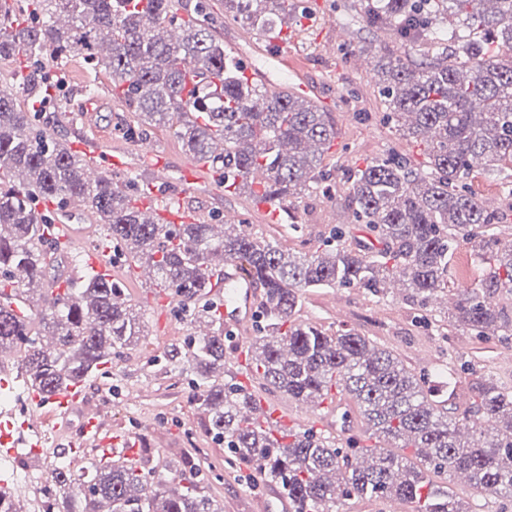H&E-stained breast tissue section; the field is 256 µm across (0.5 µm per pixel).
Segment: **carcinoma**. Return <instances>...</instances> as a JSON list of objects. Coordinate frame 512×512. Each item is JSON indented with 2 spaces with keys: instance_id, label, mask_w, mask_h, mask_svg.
Returning <instances> with one entry per match:
<instances>
[{
  "instance_id": "cac0c4a2",
  "label": "carcinoma",
  "mask_w": 512,
  "mask_h": 512,
  "mask_svg": "<svg viewBox=\"0 0 512 512\" xmlns=\"http://www.w3.org/2000/svg\"><path fill=\"white\" fill-rule=\"evenodd\" d=\"M258 31L297 17L299 0H231ZM199 2L184 19L171 0H28L0 10V59H24L12 91L0 92V355L16 357L23 385L50 397L112 365L143 336L124 288L40 248L46 219L36 202L87 205L123 257L148 263L155 287L176 298L186 322L211 323L169 365L189 367L205 427L239 463L278 483L293 512H338L351 497L399 498L413 512H470L449 479L465 472L485 494L512 499V390L488 377L472 410L459 417L393 351L351 328L328 334L298 316L313 288L385 294L395 280L403 300L434 307L448 288L462 243L489 265L478 288H463L454 325L481 337L512 336L503 306L512 299V236L499 212L468 187L476 171L512 164V0H370L365 22L393 31L402 45L436 46L420 58L382 56L379 93L399 137L424 146L423 165L404 157L369 161L349 176L354 220L370 237L336 230L313 252L284 249L252 233L215 238L208 224H157L139 209L138 177L84 176L82 155L17 104L37 102L49 63L79 57L106 71L138 131L163 126L185 152L223 171L224 187L281 201L329 178L322 169L336 139L328 113L291 92L268 94L244 75L224 42L210 34ZM183 29L176 43L161 32ZM267 179L253 186L249 175ZM236 261L263 288L264 325L252 338L253 371L264 391L320 406L336 389L373 444L343 448L312 432L262 426L246 414L257 394L224 380V323L203 301L217 263ZM193 464L164 474L143 456L97 460L77 472L61 463L40 512H222Z\"/></svg>"
}]
</instances>
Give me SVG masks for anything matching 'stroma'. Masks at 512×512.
Masks as SVG:
<instances>
[{"instance_id":"1","label":"stroma","mask_w":512,"mask_h":512,"mask_svg":"<svg viewBox=\"0 0 512 512\" xmlns=\"http://www.w3.org/2000/svg\"><path fill=\"white\" fill-rule=\"evenodd\" d=\"M208 2L213 35L250 68L255 83L272 93L294 89L330 113L336 125V140L323 162L331 178L324 190L287 202L293 223L276 222L253 211L250 198L225 191L216 172H206L202 182L186 183L182 168L190 157L177 139L160 128L144 140L127 135L135 114L117 105L110 76L93 72L82 59L45 68V77L59 86L60 93L53 106L41 113L42 123L65 138L74 151L90 148L116 158L118 173L137 174L143 184L154 180L157 161H165L169 166L167 196L179 201L183 216L195 223L220 224L231 215L236 222L252 225L256 235L303 252L315 250L337 225L344 226L348 234H358L348 202L347 177L375 158L398 154L415 164L423 160L421 146L401 139L386 121L377 77L356 65L360 58L377 64L386 51L397 49L396 34L365 25L367 0H300L304 9L300 22L285 27L278 40L261 35L250 43L244 39L249 24L233 17L228 0ZM88 84L96 88L92 101L100 110L86 121L79 110L82 98L78 91ZM113 264L127 285L128 299L143 315L146 332L134 348L124 352L109 376L97 375L87 382L105 425L125 434L137 429L146 414L167 424L168 447L146 449V456L173 465L190 456L223 512H252L257 495L270 489V482L234 464L229 450L204 427L194 402L193 374L166 365L167 351L182 345L190 333L186 321L174 313L175 301L134 278L124 260L114 259ZM300 317L330 332L343 326L355 329L393 349L418 374L448 365L453 389L448 405L457 412L466 410L465 400L473 393L477 372L512 388V343L450 325L439 327L431 313L405 304L401 293L392 291L378 298L359 288L315 289L304 295ZM133 396L139 399L134 406L129 403ZM42 413L45 421L40 431L22 429L14 432L13 439L20 449L42 443L44 455H14L0 466L27 512H35L58 462L53 451L58 419L51 407H44Z\"/></svg>"}]
</instances>
